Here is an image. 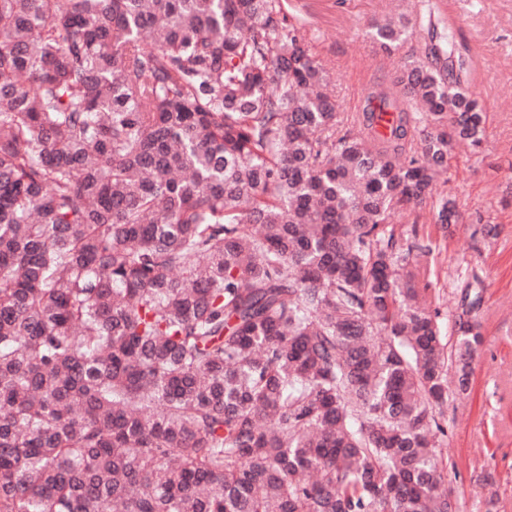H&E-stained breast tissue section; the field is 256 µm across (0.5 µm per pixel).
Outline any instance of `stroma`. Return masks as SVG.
<instances>
[{"instance_id": "35a3bbf8", "label": "stroma", "mask_w": 512, "mask_h": 512, "mask_svg": "<svg viewBox=\"0 0 512 512\" xmlns=\"http://www.w3.org/2000/svg\"><path fill=\"white\" fill-rule=\"evenodd\" d=\"M313 20L309 35L345 116L361 109L370 87L411 61L423 42L383 52L370 23L414 12L418 0H293ZM454 24L479 64L471 89L487 113V139L478 153L459 150L434 184L465 214L482 213L497 227L459 224L444 236L425 225L434 246L429 298L442 315L460 311L464 288L481 293L477 316L484 343L471 389L445 410L448 488L460 512H512V0H459Z\"/></svg>"}]
</instances>
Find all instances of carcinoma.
<instances>
[{"label":"carcinoma","instance_id":"carcinoma-1","mask_svg":"<svg viewBox=\"0 0 512 512\" xmlns=\"http://www.w3.org/2000/svg\"><path fill=\"white\" fill-rule=\"evenodd\" d=\"M342 131L285 0H0V512H458L428 302L486 140L443 0Z\"/></svg>","mask_w":512,"mask_h":512}]
</instances>
